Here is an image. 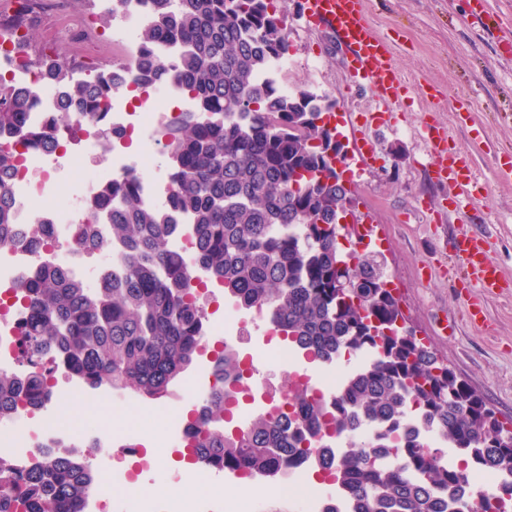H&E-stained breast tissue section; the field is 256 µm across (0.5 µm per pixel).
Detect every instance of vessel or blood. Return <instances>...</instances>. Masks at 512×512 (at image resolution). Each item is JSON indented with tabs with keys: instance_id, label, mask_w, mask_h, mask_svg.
Instances as JSON below:
<instances>
[{
	"instance_id": "obj_1",
	"label": "vessel or blood",
	"mask_w": 512,
	"mask_h": 512,
	"mask_svg": "<svg viewBox=\"0 0 512 512\" xmlns=\"http://www.w3.org/2000/svg\"><path fill=\"white\" fill-rule=\"evenodd\" d=\"M307 25L328 29L345 52L347 69L354 81L368 86L382 108L381 119H388L408 89V83L391 60L387 43L375 35L366 19L363 0H304ZM422 136L431 148L428 172L435 183L448 190L447 200L454 210L471 208L475 196L474 172L468 157L448 147V130L432 120L421 124ZM453 276L467 287L486 294L503 292L512 286L490 259L482 235L455 238Z\"/></svg>"
}]
</instances>
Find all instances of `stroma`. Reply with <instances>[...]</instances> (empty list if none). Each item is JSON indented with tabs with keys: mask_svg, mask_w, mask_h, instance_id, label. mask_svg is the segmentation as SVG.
<instances>
[{
	"mask_svg": "<svg viewBox=\"0 0 512 512\" xmlns=\"http://www.w3.org/2000/svg\"><path fill=\"white\" fill-rule=\"evenodd\" d=\"M475 0H366L367 19L376 35L390 46L405 78L428 82L435 95L409 91L394 108L395 125H380L368 88L355 85L342 52L324 30L309 28L302 0H288L286 26L291 44L289 65L280 84L306 89L336 101L332 124L346 144L343 178L356 200L355 214L369 232L372 248L384 253L391 288L417 336L434 348L455 373L483 393L499 417H512V295L485 299L488 326L464 319L461 284L446 275L450 236L482 234L490 256L506 279H512V173L497 168L495 159L512 154V0H486L485 8L500 13L504 26L488 32L471 20ZM84 26L76 41L71 29ZM119 20L104 19L95 0H44L29 21L28 51L60 56L77 76L102 61H127L130 44L121 37ZM446 124L450 144L467 154L487 195L467 214L438 218L423 209L421 199L442 204L445 190L430 177L425 164L431 150L422 138L421 121L428 113ZM429 276H421L422 266ZM247 336L229 337L238 350H260V370L277 388L288 386V374L271 347L263 346L267 319L246 311ZM126 392L94 410L71 403L64 415L81 423L95 419L108 425L112 466H119V447L128 445L127 426L135 411L126 407ZM175 457L145 475L142 496L158 505L171 501L169 486L182 479Z\"/></svg>",
	"mask_w": 512,
	"mask_h": 512,
	"instance_id": "35a3bbf8",
	"label": "stroma"
}]
</instances>
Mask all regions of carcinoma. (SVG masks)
I'll return each instance as SVG.
<instances>
[{"label":"carcinoma","mask_w":512,"mask_h":512,"mask_svg":"<svg viewBox=\"0 0 512 512\" xmlns=\"http://www.w3.org/2000/svg\"><path fill=\"white\" fill-rule=\"evenodd\" d=\"M281 0H151L149 14L124 67L142 92L177 84L191 101L155 131L168 164L167 198L144 204L137 178L102 184L88 200L89 223L112 225L122 242L123 272L101 271L89 289L61 265L44 267L21 284L28 318L21 357L24 376L0 373V419L11 417L18 396L39 405L53 395L40 369L47 357L91 388L158 400L196 361L205 340V320L192 275L168 247L190 225L196 263L227 290L239 310L261 309L273 329L315 362L336 356L372 359L353 368L336 390V427L356 430L355 419H397L415 408L428 432L456 449L459 465L438 464L441 452L416 436L404 448L381 454L372 441L352 439L335 460L336 492L360 503L361 512H443L442 493L456 494L477 466L512 476V421L497 416L486 398L458 379L416 333L397 326L399 300L388 287L384 259L366 254L351 261L343 241L350 228L336 221L352 199L336 164L342 163L336 129L318 123L336 102L310 91L293 95L261 84L260 73L288 55ZM177 48L164 62L159 45ZM25 67L41 71L64 102L42 127L29 123L35 108L19 84L0 77V140L50 147L63 121L97 126L104 141L122 135L107 127L105 107L124 86L114 69L74 76L68 63L49 55L35 59L20 43ZM9 156L0 153V244L37 246L52 233L40 217L26 232L15 230L16 188ZM240 370L226 350L214 371L229 382ZM298 418L259 414L226 433L216 426L224 414V391L212 392L192 426L197 451L209 468L276 474L281 459L311 456L323 408L301 392ZM96 485L85 461L63 452L47 454L24 473L0 457V512H82L81 496ZM512 485L500 493L471 486L456 512H507Z\"/></svg>","instance_id":"1"}]
</instances>
